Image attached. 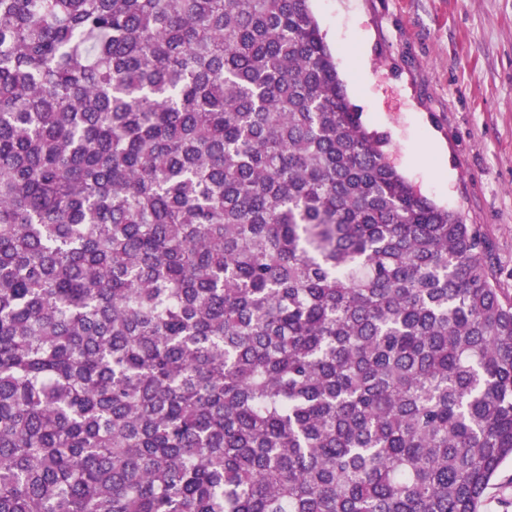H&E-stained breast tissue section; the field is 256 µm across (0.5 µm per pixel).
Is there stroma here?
<instances>
[{"mask_svg":"<svg viewBox=\"0 0 512 512\" xmlns=\"http://www.w3.org/2000/svg\"><path fill=\"white\" fill-rule=\"evenodd\" d=\"M363 123L424 196L481 225L512 290V0H309Z\"/></svg>","mask_w":512,"mask_h":512,"instance_id":"35a3bbf8","label":"stroma"}]
</instances>
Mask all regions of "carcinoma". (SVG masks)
I'll use <instances>...</instances> for the list:
<instances>
[{
  "mask_svg": "<svg viewBox=\"0 0 512 512\" xmlns=\"http://www.w3.org/2000/svg\"><path fill=\"white\" fill-rule=\"evenodd\" d=\"M308 0H0V512H487L512 296Z\"/></svg>",
  "mask_w": 512,
  "mask_h": 512,
  "instance_id": "cac0c4a2",
  "label": "carcinoma"
}]
</instances>
